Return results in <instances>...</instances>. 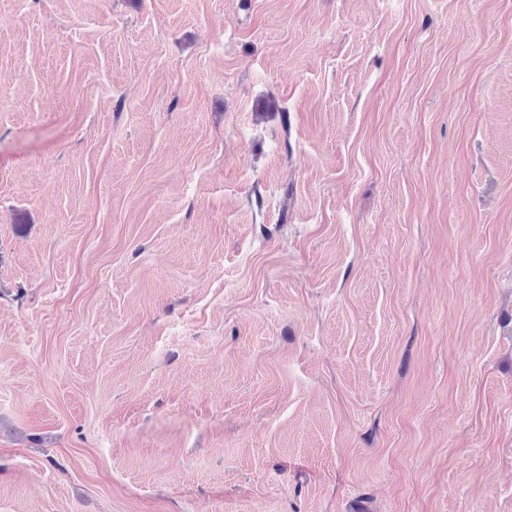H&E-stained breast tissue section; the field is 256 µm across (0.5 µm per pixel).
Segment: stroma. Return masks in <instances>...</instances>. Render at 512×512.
<instances>
[{
  "label": "stroma",
  "instance_id": "1",
  "mask_svg": "<svg viewBox=\"0 0 512 512\" xmlns=\"http://www.w3.org/2000/svg\"><path fill=\"white\" fill-rule=\"evenodd\" d=\"M0 512H512V0H0Z\"/></svg>",
  "mask_w": 512,
  "mask_h": 512
}]
</instances>
